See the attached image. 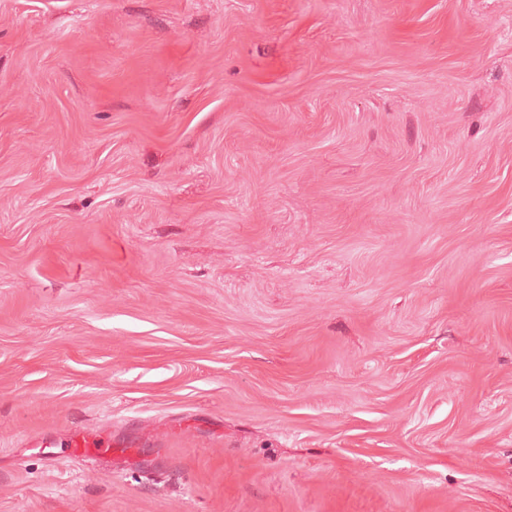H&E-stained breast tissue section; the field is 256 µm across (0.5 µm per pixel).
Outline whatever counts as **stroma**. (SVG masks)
Returning <instances> with one entry per match:
<instances>
[{"mask_svg": "<svg viewBox=\"0 0 512 512\" xmlns=\"http://www.w3.org/2000/svg\"><path fill=\"white\" fill-rule=\"evenodd\" d=\"M0 512H512V0H0ZM69 455L73 458L97 457L112 454V440H99L93 445L90 444L89 437L74 434L68 441Z\"/></svg>", "mask_w": 512, "mask_h": 512, "instance_id": "1", "label": "stroma"}]
</instances>
